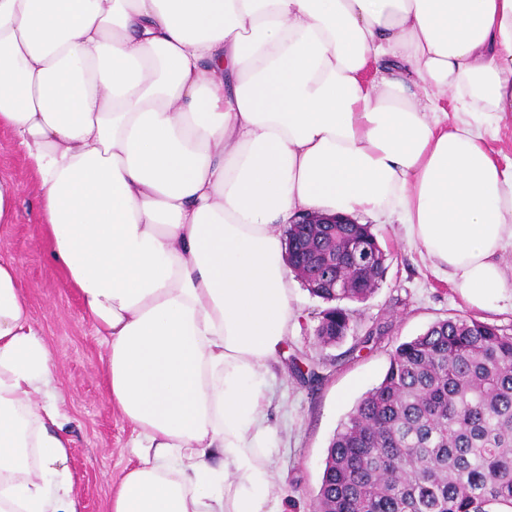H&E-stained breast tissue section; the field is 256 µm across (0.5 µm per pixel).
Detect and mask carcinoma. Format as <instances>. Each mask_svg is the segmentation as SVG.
<instances>
[{
	"instance_id": "carcinoma-1",
	"label": "carcinoma",
	"mask_w": 512,
	"mask_h": 512,
	"mask_svg": "<svg viewBox=\"0 0 512 512\" xmlns=\"http://www.w3.org/2000/svg\"><path fill=\"white\" fill-rule=\"evenodd\" d=\"M287 253L317 267L336 335L318 326L324 345L350 331L347 302L373 295L386 271L379 263L364 288H343L348 268L318 266L317 252L361 240L378 249L369 224H289ZM336 287H330V284ZM314 512H512V334L473 318L439 320L398 343L378 385L335 432Z\"/></svg>"
}]
</instances>
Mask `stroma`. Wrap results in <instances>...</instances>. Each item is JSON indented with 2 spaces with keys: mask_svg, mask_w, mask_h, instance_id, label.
Listing matches in <instances>:
<instances>
[{
  "mask_svg": "<svg viewBox=\"0 0 512 512\" xmlns=\"http://www.w3.org/2000/svg\"><path fill=\"white\" fill-rule=\"evenodd\" d=\"M0 168L11 175L15 213L0 232V254L20 266L32 314L54 352L55 396L72 441L70 471L81 512H109L131 427L111 405L104 385L107 350L82 312L67 279L41 242L36 183L8 132L0 131ZM387 255L386 274L366 301L353 304L343 342L319 344L314 331L324 303L302 285L292 290L297 323L267 373V415L273 441L266 462L283 512H312L329 443L357 400L376 386L389 354L436 321L473 317L512 333V290L485 309L470 307L410 243L397 217L358 215Z\"/></svg>",
  "mask_w": 512,
  "mask_h": 512,
  "instance_id": "1",
  "label": "stroma"
}]
</instances>
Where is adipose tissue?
<instances>
[{"label": "adipose tissue", "instance_id": "obj_1", "mask_svg": "<svg viewBox=\"0 0 512 512\" xmlns=\"http://www.w3.org/2000/svg\"><path fill=\"white\" fill-rule=\"evenodd\" d=\"M508 120L512 0H0V130L132 426L110 512H282L297 214L398 216L470 305L512 288ZM54 362L0 256V512H81Z\"/></svg>", "mask_w": 512, "mask_h": 512}]
</instances>
